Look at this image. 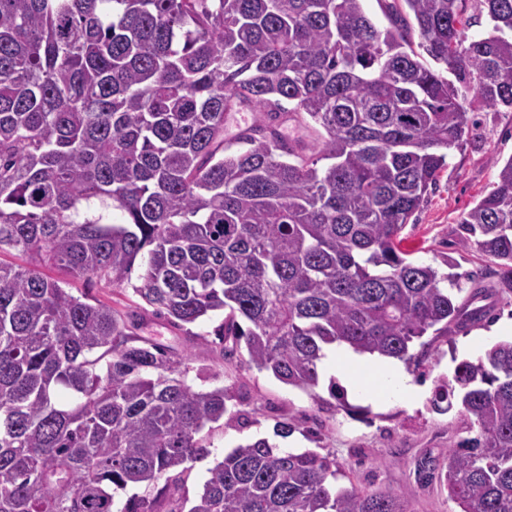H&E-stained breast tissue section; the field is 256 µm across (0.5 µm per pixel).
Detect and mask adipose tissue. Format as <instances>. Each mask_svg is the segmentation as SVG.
Segmentation results:
<instances>
[{"mask_svg":"<svg viewBox=\"0 0 512 512\" xmlns=\"http://www.w3.org/2000/svg\"><path fill=\"white\" fill-rule=\"evenodd\" d=\"M321 365L374 403L407 401L415 395L401 361L393 358L360 354L349 346L337 345L326 349Z\"/></svg>","mask_w":512,"mask_h":512,"instance_id":"adipose-tissue-1","label":"adipose tissue"}]
</instances>
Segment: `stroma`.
Here are the masks:
<instances>
[{
	"label": "stroma",
	"mask_w": 512,
	"mask_h": 512,
	"mask_svg": "<svg viewBox=\"0 0 512 512\" xmlns=\"http://www.w3.org/2000/svg\"><path fill=\"white\" fill-rule=\"evenodd\" d=\"M474 117L476 127L460 147L449 152L448 166L436 187L402 230L401 248L414 262L429 263L444 256L452 259L460 271L473 276L465 283V290L485 289L483 303L493 308L497 320H512V291L500 287L492 258L475 248L459 250L457 245L462 214L479 202L496 181L501 166L512 158V109L483 107ZM50 274L64 281L74 295L89 294L123 312L134 311L139 302L128 288L91 285L66 277L55 268ZM215 325L210 319L185 332L151 317L140 331L141 336L189 357V382L200 388H226L242 415L240 426L218 427L212 432L211 457L196 463L193 470L194 489H201L207 468L224 453L265 438L282 449L306 448L331 455L341 466L338 485L397 491L407 512H458L442 483L426 476L424 468L447 462L449 449L475 437L477 428L460 407H435V388L451 380L459 362L477 359V352L463 351V343L478 340L486 347L493 344L491 324L430 337L421 366L405 369L420 388L417 398L372 408L365 420L325 404L330 380H320L312 396L250 367L246 353L219 359L211 337ZM288 421L295 425L293 433L286 438L277 436V423Z\"/></svg>",
	"instance_id": "stroma-1"
}]
</instances>
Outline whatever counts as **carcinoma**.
I'll list each match as a JSON object with an SVG mask.
<instances>
[{
  "mask_svg": "<svg viewBox=\"0 0 512 512\" xmlns=\"http://www.w3.org/2000/svg\"><path fill=\"white\" fill-rule=\"evenodd\" d=\"M363 2L0 0V512H406L265 439L189 498L200 434L241 414L137 333L148 312L175 328L221 313V356L243 347L320 401L329 345L410 365L424 336L489 318L458 302L470 275L407 260L400 233L476 106L512 108V0H378L386 28ZM241 104L259 117L226 140ZM293 112L325 132L310 154L276 130ZM459 226L512 290V158ZM48 267L127 285L140 312ZM443 402L478 428L448 450V497L512 512V341L460 362ZM45 272L56 279L63 281L65 283L63 284L64 288H74L72 289V293L74 295L79 296L86 293L90 297H95L109 303L112 307L122 312L135 311L137 310V304H142L139 298L132 293L130 288H106L99 283H88L84 279L75 280L67 276L63 271L55 268L46 269Z\"/></svg>",
  "mask_w": 512,
  "mask_h": 512,
  "instance_id": "obj_1",
  "label": "carcinoma"
}]
</instances>
